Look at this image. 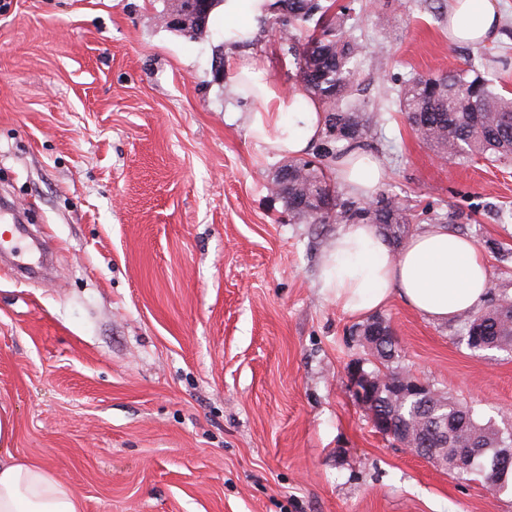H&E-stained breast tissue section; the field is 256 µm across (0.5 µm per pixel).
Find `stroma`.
Listing matches in <instances>:
<instances>
[{
  "mask_svg": "<svg viewBox=\"0 0 512 512\" xmlns=\"http://www.w3.org/2000/svg\"><path fill=\"white\" fill-rule=\"evenodd\" d=\"M352 4L372 54L368 96L411 73L512 54L453 45L414 0ZM175 0H0V198L54 248L49 279L0 261V410L10 448L51 465L82 512H512L487 490L378 434L346 386L370 351L320 293L336 222L293 217L274 194L285 158L248 135L254 102L223 67V20L188 36ZM298 84L275 22L246 56ZM382 191L409 234L447 214L473 238L494 299H512V163L438 161L402 113L368 133ZM381 314L401 364L512 424V353L472 351L457 320L393 298Z\"/></svg>",
  "mask_w": 512,
  "mask_h": 512,
  "instance_id": "stroma-1",
  "label": "stroma"
}]
</instances>
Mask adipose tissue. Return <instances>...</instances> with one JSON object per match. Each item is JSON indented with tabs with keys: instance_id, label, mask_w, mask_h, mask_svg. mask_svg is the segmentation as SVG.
<instances>
[{
	"instance_id": "obj_1",
	"label": "adipose tissue",
	"mask_w": 512,
	"mask_h": 512,
	"mask_svg": "<svg viewBox=\"0 0 512 512\" xmlns=\"http://www.w3.org/2000/svg\"><path fill=\"white\" fill-rule=\"evenodd\" d=\"M497 0H450L448 40L488 43L497 33ZM224 16V47L250 44L259 25L271 18L277 0H215ZM237 93L257 104L248 131L252 140L278 156L307 152L323 131L318 100L304 86L282 89L266 65L254 59L232 61ZM347 190L371 196L380 186V160L364 149L353 151L336 168ZM490 285L489 270L473 239L435 226L393 249L378 225H342L328 243L319 265L320 292L344 313L359 317L400 297L415 312L444 322L475 310ZM10 414L0 412V512H80L69 483L40 461L21 460L9 449Z\"/></svg>"
}]
</instances>
